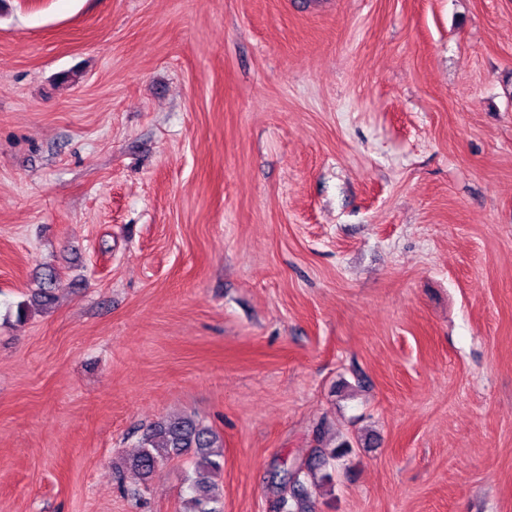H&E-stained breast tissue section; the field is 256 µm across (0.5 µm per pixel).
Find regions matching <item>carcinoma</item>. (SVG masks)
I'll list each match as a JSON object with an SVG mask.
<instances>
[{
  "instance_id": "cac0c4a2",
  "label": "carcinoma",
  "mask_w": 512,
  "mask_h": 512,
  "mask_svg": "<svg viewBox=\"0 0 512 512\" xmlns=\"http://www.w3.org/2000/svg\"><path fill=\"white\" fill-rule=\"evenodd\" d=\"M51 299L50 287L43 286L31 301L18 305V314L25 317ZM138 448L126 465L140 484H148L161 462L190 457L198 476L188 478V512H224L219 486L208 479L210 475H221L224 468V442L211 427L185 415L166 416L142 433ZM348 450L346 444L337 450L317 447L306 460L275 474V512H311L314 488L320 481L332 483L333 476L328 468L335 466L336 460Z\"/></svg>"
}]
</instances>
